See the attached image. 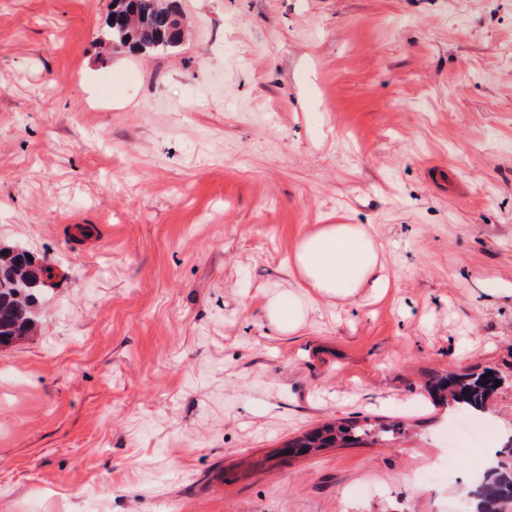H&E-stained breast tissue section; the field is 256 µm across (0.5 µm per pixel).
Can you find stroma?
<instances>
[{"label": "stroma", "instance_id": "35a3bbf8", "mask_svg": "<svg viewBox=\"0 0 512 512\" xmlns=\"http://www.w3.org/2000/svg\"><path fill=\"white\" fill-rule=\"evenodd\" d=\"M178 5L174 53L106 55L110 0H0V246L53 272L0 349V512L462 506L512 385L453 456L425 386L512 373V0ZM320 224L385 287L279 332ZM367 421L403 429L278 453ZM265 311L270 323L281 332L293 331L304 322V312L290 293L271 298ZM372 430L373 427L369 425L326 424L289 440L282 452L289 451L288 455L299 456L315 453L323 448L341 447L352 443L360 436H368ZM347 437L352 438V441H348Z\"/></svg>", "mask_w": 512, "mask_h": 512}]
</instances>
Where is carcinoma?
Masks as SVG:
<instances>
[{"instance_id": "obj_1", "label": "carcinoma", "mask_w": 512, "mask_h": 512, "mask_svg": "<svg viewBox=\"0 0 512 512\" xmlns=\"http://www.w3.org/2000/svg\"><path fill=\"white\" fill-rule=\"evenodd\" d=\"M112 18L100 32L97 44L112 49L138 50V45L151 39L156 54L176 51L182 42L176 6L166 0H112ZM30 252L22 247L0 248V346H8L31 335L41 317L44 281L38 272L50 273L47 265L38 266L28 260ZM490 383H484L483 375ZM505 384L507 376L491 373L453 372L435 379L430 391L441 404H453L464 411H483L497 391L495 383ZM373 427L326 424L284 445L291 456L307 455L324 448L341 447L349 439L369 435ZM473 500L471 512H505L504 504H512V437L499 449L494 465L469 492Z\"/></svg>"}]
</instances>
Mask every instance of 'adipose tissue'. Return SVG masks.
I'll return each mask as SVG.
<instances>
[{
    "mask_svg": "<svg viewBox=\"0 0 512 512\" xmlns=\"http://www.w3.org/2000/svg\"><path fill=\"white\" fill-rule=\"evenodd\" d=\"M379 262V246L363 225L321 224L302 237L291 269L305 292L350 298L364 287Z\"/></svg>",
    "mask_w": 512,
    "mask_h": 512,
    "instance_id": "ef3b65f1",
    "label": "adipose tissue"
}]
</instances>
